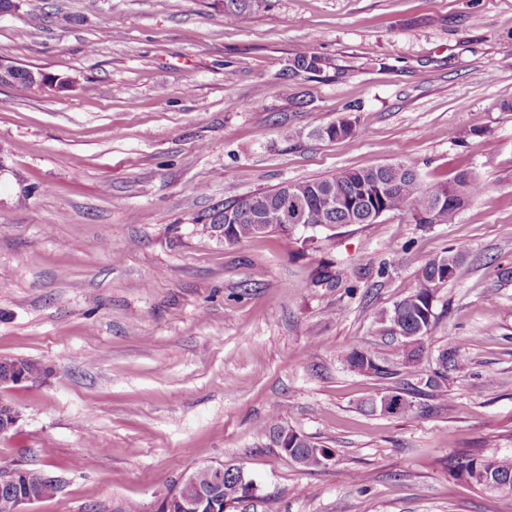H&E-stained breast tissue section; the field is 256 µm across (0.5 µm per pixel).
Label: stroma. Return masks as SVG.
Here are the masks:
<instances>
[{
  "label": "stroma",
  "mask_w": 512,
  "mask_h": 512,
  "mask_svg": "<svg viewBox=\"0 0 512 512\" xmlns=\"http://www.w3.org/2000/svg\"><path fill=\"white\" fill-rule=\"evenodd\" d=\"M305 46L327 65L294 82L298 108L279 82ZM1 63L66 82L0 83V359L46 371L0 388L20 414L0 466L60 480L34 512H153L220 462L255 484L247 512H512L448 471L512 455V0H274L245 26L214 0H22ZM342 116L354 137H312ZM407 157L424 183L466 169L485 191L452 224L402 210L234 244L206 228L241 197ZM451 250L418 368L455 338L467 373L363 413L410 373L382 313ZM350 349L391 376L351 372ZM274 411L329 465L274 446Z\"/></svg>",
  "instance_id": "1"
}]
</instances>
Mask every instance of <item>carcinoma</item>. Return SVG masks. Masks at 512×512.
Wrapping results in <instances>:
<instances>
[{
	"label": "carcinoma",
	"mask_w": 512,
	"mask_h": 512,
	"mask_svg": "<svg viewBox=\"0 0 512 512\" xmlns=\"http://www.w3.org/2000/svg\"><path fill=\"white\" fill-rule=\"evenodd\" d=\"M224 11L234 14L240 23L251 22L254 10L270 6L271 0H217ZM326 60L302 49L288 60L282 74L280 91L290 98L291 83L307 73L323 70ZM356 121L344 116L312 134L321 140H338L356 134ZM484 189L482 182L470 171L461 170L452 179L434 184L424 183L416 162L411 158L369 169H344L322 179L285 182L281 186L242 197L224 205L211 216L210 227L224 228V242L231 244L261 237L265 234H292L273 220L281 209L300 200L306 211L304 228L336 227L350 224H375L380 211L404 209L418 224H452L461 210ZM463 258L459 251L426 261L419 269L416 285L384 315L387 331L402 339L406 364H418L423 348L422 340L428 334L434 319L432 303L441 288L447 286ZM342 360L354 372L364 376L383 378L390 375L384 363L375 355L351 349L341 353ZM469 361L454 339L438 358V370L427 378L424 386L435 396L448 398L445 381L448 372H464ZM265 432L285 454H296L308 469L321 467L322 454L330 450L316 444L308 436L288 427L278 413L270 414L264 424ZM448 471L490 491H512V456H484L459 454L448 459ZM33 492L39 501L51 498L58 491L52 481L27 486L24 480L16 484L0 483V503L9 501L18 493ZM194 502L190 512H224L246 498L245 486L238 474L226 472L224 488L213 497H204L198 490L189 492Z\"/></svg>",
	"instance_id": "1"
}]
</instances>
